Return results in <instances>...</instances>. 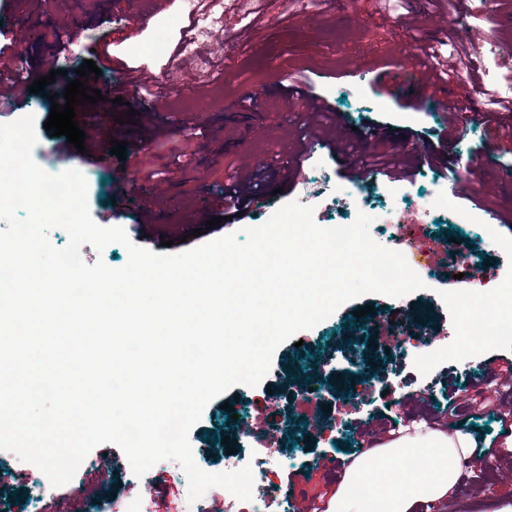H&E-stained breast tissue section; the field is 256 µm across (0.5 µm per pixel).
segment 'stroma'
I'll list each match as a JSON object with an SVG mask.
<instances>
[{"label":"stroma","mask_w":512,"mask_h":512,"mask_svg":"<svg viewBox=\"0 0 512 512\" xmlns=\"http://www.w3.org/2000/svg\"><path fill=\"white\" fill-rule=\"evenodd\" d=\"M10 17L50 24L49 40L19 44L33 77L56 71L63 58L78 68L98 60L103 49L112 64L102 82L154 72L153 89L129 87L125 104L104 100L77 110L80 128L98 132L101 160L72 155L75 169L85 176L94 221L129 235L142 228L138 246L177 254L261 226L305 192L356 183L376 210L431 207V222L419 230L427 247L461 239L455 252L439 255L423 276V289L400 298L367 294L344 303L280 344L262 384L239 385L211 401L189 433L200 469L223 471L222 438L233 417L244 419L264 403L277 404V426L265 443L248 433L236 445L250 461L264 458L271 448L285 452L282 461L263 469L253 493L262 497L263 512H323L346 465L391 439L407 417L422 413L430 426L450 424L472 433L490 461L433 512H503L512 505V436L502 431L503 423H512V381L483 377L490 366L512 358V335L477 347L463 343L459 313L448 300L449 290L461 287L456 274L476 251L487 264L486 289L512 281V153L499 145L512 139V111L498 105L496 56L474 50L478 44H512V0H494L481 15L473 0H355L348 11L340 0H251L244 16L237 0H224L223 48L200 41L187 55L178 50L189 32L176 20V0H12ZM151 40L166 41L167 54L141 55ZM432 50L456 67L449 86L457 101H475L474 109L460 113L453 124L438 102H404L376 78L392 61L409 54L423 61ZM221 72L226 78L220 83ZM131 109L134 123H117V116ZM49 112L32 93L0 108V124L35 117L33 158L43 168L67 143L44 129ZM441 137L450 157L481 160L484 178L471 199L460 195L459 179L429 163L422 151ZM115 139L126 142L125 159L111 156ZM357 150L369 161L397 156L413 175L395 181L376 174L361 181ZM233 182L254 200L248 217L231 224L222 219L219 198ZM122 185L130 193L120 201L116 189ZM205 193L215 199L207 214L199 209ZM211 214L221 219L213 229L205 226ZM195 228L200 236H192ZM367 306L388 318L397 311L415 317V344L402 345L388 334L372 342L364 333H350L354 311ZM427 344L439 347L440 354L423 365L415 355ZM323 361L343 376L354 364L366 370L377 366L383 380L360 397L327 396L330 412L298 417L299 380ZM452 379L458 383L453 395L448 392ZM482 379L490 396L470 397V386ZM227 401L233 414L223 409ZM112 451L109 444L92 449L73 480L57 488L35 465L18 464L0 452V512H113L114 502L135 482L150 491L155 512H168L169 500L188 495L187 477L176 462L159 461L140 477L125 459L100 469ZM290 483L303 488L302 499L279 495Z\"/></svg>","instance_id":"obj_1"}]
</instances>
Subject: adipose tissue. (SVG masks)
<instances>
[{
  "label": "adipose tissue",
  "instance_id": "ef3b65f1",
  "mask_svg": "<svg viewBox=\"0 0 512 512\" xmlns=\"http://www.w3.org/2000/svg\"><path fill=\"white\" fill-rule=\"evenodd\" d=\"M467 432L417 425L354 459L326 505V512H422L458 490L464 466L484 463ZM427 466L410 471L408 460Z\"/></svg>",
  "mask_w": 512,
  "mask_h": 512
}]
</instances>
